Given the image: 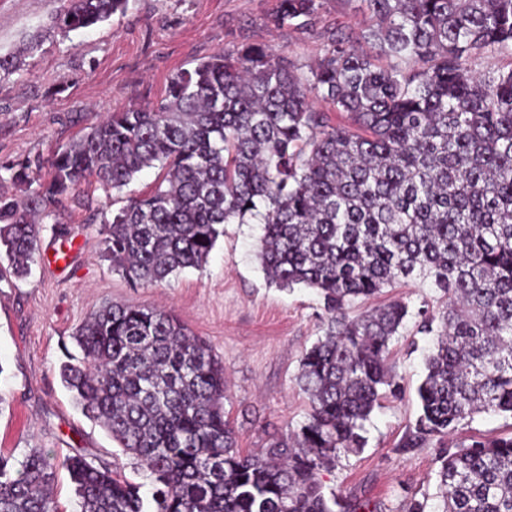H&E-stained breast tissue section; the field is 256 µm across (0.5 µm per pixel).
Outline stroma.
I'll use <instances>...</instances> for the list:
<instances>
[{"label":"stroma","mask_w":512,"mask_h":512,"mask_svg":"<svg viewBox=\"0 0 512 512\" xmlns=\"http://www.w3.org/2000/svg\"><path fill=\"white\" fill-rule=\"evenodd\" d=\"M66 0H0V55L39 53L0 80V165L49 158L109 112L156 105L170 77L239 43H265L303 65L321 53L320 30L300 34L268 25L278 0H128L100 25L62 35L54 27ZM85 209L67 204L58 223L40 227L39 257L23 280L0 275V455L17 464L32 448L61 458L77 453L118 463L130 481L146 473L105 428L76 407L60 365L77 354L76 328L101 305L122 302L171 311L224 366V410L238 446L256 452L299 428L309 401L296 380L305 349L322 336L327 313L313 289H282L258 256V220L228 224L207 263L152 286H132L113 270ZM409 316L390 362L401 398L382 400L366 424L365 448L322 470L325 493L367 502L371 512H406L410 499L441 512L437 442L401 449L419 405L416 388L432 335L419 312L438 310L441 294L410 280L384 289Z\"/></svg>","instance_id":"stroma-1"}]
</instances>
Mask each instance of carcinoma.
<instances>
[{"mask_svg": "<svg viewBox=\"0 0 512 512\" xmlns=\"http://www.w3.org/2000/svg\"><path fill=\"white\" fill-rule=\"evenodd\" d=\"M357 2L365 25L327 28L308 71L267 44L228 48L177 72L159 104L108 113L46 162L4 167L25 196L0 193V252L17 277L36 261L39 224L89 179L108 194L159 169L112 216L88 217L135 286L202 267L224 225L260 218L267 277L316 289L328 314L297 376L306 421L242 453L206 342L170 311L107 304L76 329L82 358L60 375L149 472L151 501L116 466L31 448L17 468L0 458V512H58L60 466L80 512H336L320 472L361 450L381 399L404 392L390 353L409 314L402 302L348 309L408 279L430 282L444 305L422 314L434 348L399 447L447 448L442 512H512V435L454 439L476 414L512 415V61L473 68L512 58V0ZM126 3L68 0L54 25L89 28ZM322 6L279 0L269 23L307 33Z\"/></svg>", "mask_w": 512, "mask_h": 512, "instance_id": "obj_1", "label": "carcinoma"}]
</instances>
